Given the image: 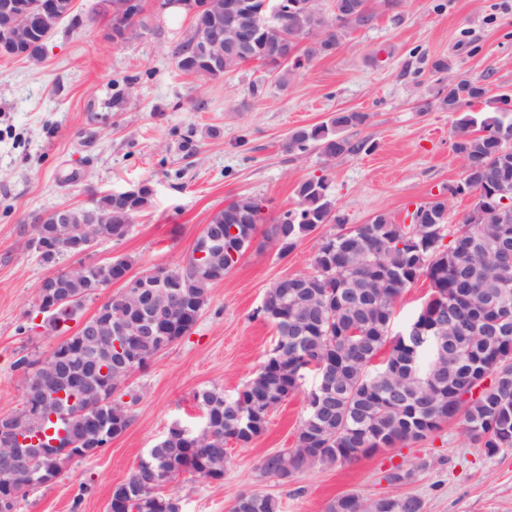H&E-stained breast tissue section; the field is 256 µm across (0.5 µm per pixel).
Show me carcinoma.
<instances>
[{
	"mask_svg": "<svg viewBox=\"0 0 512 512\" xmlns=\"http://www.w3.org/2000/svg\"><path fill=\"white\" fill-rule=\"evenodd\" d=\"M353 2L358 10L341 23L335 12L319 8L318 0H288L286 31L292 36L326 33L336 48L349 30L373 21L367 0ZM256 19L259 35L254 55L258 56L260 43L275 36L278 24L270 8ZM324 54V46L309 45L293 61L269 70L283 82ZM242 59L231 51L228 40L224 71L219 73L185 41L176 52L182 72L210 80L238 69ZM487 94L482 81L462 80L440 98L441 109L459 114L454 148L472 168L454 194L477 196L461 224L448 223V206L429 201L413 213L420 217L418 224H396L381 213L367 224L343 228L325 178L298 184V208L286 211L273 227L281 254L322 224L334 222L340 225L339 231L320 236L311 272L281 280L267 290L257 314L274 322L277 342L244 388L232 398L215 389L195 395L205 413L200 440L187 443L177 429H168L124 481L140 491L138 512H180L177 500L163 494L165 471L177 469L204 479L224 474L228 462L224 443L233 439L246 444L258 436L269 413L299 389L308 369L329 375L327 407L311 408L314 394H307L309 408L295 446L265 456L260 462L264 475L288 482L316 465L350 463L402 442L423 440L451 422L459 423L470 440L491 454L512 449V322L491 329L488 335L461 332L456 336L460 351L454 357L426 343L414 351L391 336L399 297L422 276L430 288V298L422 305L429 319L446 310L443 302L448 300L455 303L457 316H462L460 309L466 302L460 289L470 280L473 300H481L482 285L491 279L501 282L500 289L512 303V269H497L491 254L501 238L512 240V154L502 153L512 141V108L502 107L500 95L491 111H461L464 104L485 101ZM366 119L362 112H336L326 122L293 131L288 151L305 152L313 146L328 158L358 153L365 142L353 140L346 132ZM150 201V190L142 189L127 202L124 216L133 219ZM263 209L262 201L249 197L228 203L213 216L212 223L224 226V245L208 249L210 263L200 270L194 269L191 259L187 266L172 269L180 300L162 314L169 328L127 341L128 350L137 357L131 373L146 369L159 353L191 331L207 305L211 285L235 267L254 239ZM69 287L82 289L83 296L67 310L57 307L45 313L54 329L75 318L83 302L92 297L84 280H73ZM14 367L24 374V402L15 413L0 417V438L1 430L11 427L14 441L42 435L47 443L68 430L73 415L81 412L87 431L83 447L104 448L110 439L94 433L98 424H107L114 437L131 424L130 407L137 402L136 396L124 402L113 397L107 386L98 392L87 386L58 397L61 386L37 361L23 355ZM465 393L470 397L462 398ZM51 414L56 415L54 423L49 420ZM51 427L54 435L50 437L46 431ZM46 468L54 478L62 465L42 458L24 470L0 474V483L25 484L34 471ZM232 512H280V502L271 494L254 493L237 498ZM327 512H424V502L411 494L395 495L390 503L347 494L329 504Z\"/></svg>",
	"mask_w": 512,
	"mask_h": 512,
	"instance_id": "cac0c4a2",
	"label": "carcinoma"
}]
</instances>
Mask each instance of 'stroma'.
Here are the masks:
<instances>
[{
    "mask_svg": "<svg viewBox=\"0 0 512 512\" xmlns=\"http://www.w3.org/2000/svg\"><path fill=\"white\" fill-rule=\"evenodd\" d=\"M70 17L45 43L40 62L0 56V416L24 401L15 370L23 355L42 361L65 335L34 321L33 296L56 270L126 256L133 273L184 265L214 213L248 196L265 204V221L237 265L209 289L192 330L133 374L137 394L128 429L97 455L74 459L57 479L31 491L19 512H107L124 482L173 424L200 426L196 392L236 395L266 359L277 336L257 316L266 291L310 272L321 235L281 254L270 230L298 203L296 186L325 178L346 225L385 213L407 224L420 205L463 177L454 151V113L438 105L434 61L456 79H480L490 96L512 92V0H369L375 14L336 51L314 59L279 85L248 63L217 81L180 71L175 51L190 22L185 13L142 0L139 35L112 37L98 0H74ZM340 110L367 114L353 139L368 149L330 159L312 148L288 152L290 133ZM149 186L151 203L125 238L44 264L29 241L36 217L96 195ZM306 413L303 393L273 410L248 444L229 442L220 481L185 473L166 485L181 512H231L244 493H268L282 512H326L336 497H420L425 512H512V452L487 453L458 424L418 442L344 465L314 466L280 482L260 461L291 448ZM397 466L413 480L387 479Z\"/></svg>",
    "mask_w": 512,
    "mask_h": 512,
    "instance_id": "1",
    "label": "stroma"
}]
</instances>
